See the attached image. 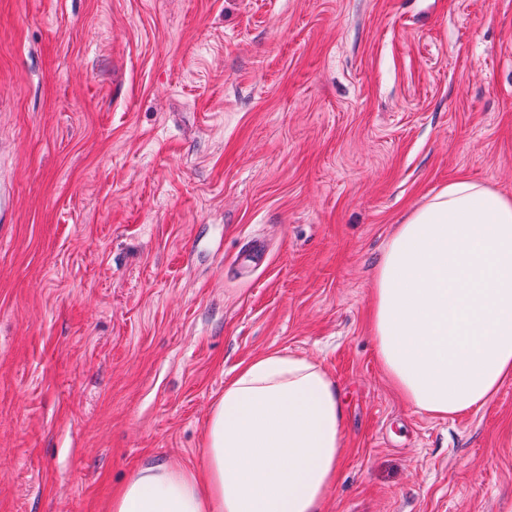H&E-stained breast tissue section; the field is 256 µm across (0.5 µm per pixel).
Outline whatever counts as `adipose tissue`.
Here are the masks:
<instances>
[{
    "mask_svg": "<svg viewBox=\"0 0 512 512\" xmlns=\"http://www.w3.org/2000/svg\"><path fill=\"white\" fill-rule=\"evenodd\" d=\"M377 358L433 417L482 408L512 382V198L459 179L390 236L372 288ZM346 408L318 363L284 351L224 384L198 472L140 468L112 512H322L345 449Z\"/></svg>",
    "mask_w": 512,
    "mask_h": 512,
    "instance_id": "ef3b65f1",
    "label": "adipose tissue"
}]
</instances>
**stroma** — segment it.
Wrapping results in <instances>:
<instances>
[{"mask_svg":"<svg viewBox=\"0 0 512 512\" xmlns=\"http://www.w3.org/2000/svg\"><path fill=\"white\" fill-rule=\"evenodd\" d=\"M512 197V0H0V512L202 468L237 365L347 407L324 512H512V382L435 418L371 289L414 208Z\"/></svg>","mask_w":512,"mask_h":512,"instance_id":"stroma-1","label":"stroma"}]
</instances>
